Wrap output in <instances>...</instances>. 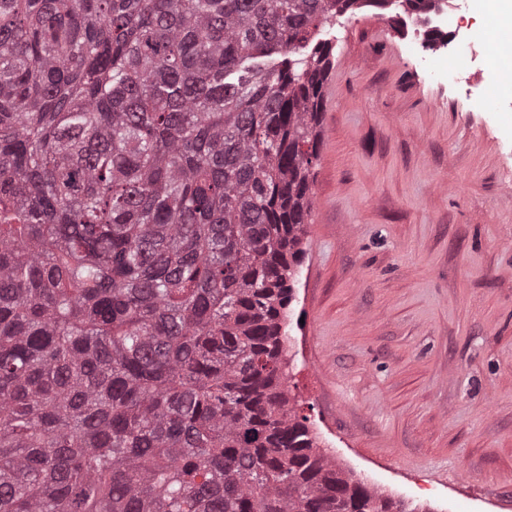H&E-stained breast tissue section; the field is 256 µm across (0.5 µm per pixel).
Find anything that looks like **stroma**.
I'll use <instances>...</instances> for the list:
<instances>
[{"label": "stroma", "instance_id": "stroma-1", "mask_svg": "<svg viewBox=\"0 0 512 512\" xmlns=\"http://www.w3.org/2000/svg\"><path fill=\"white\" fill-rule=\"evenodd\" d=\"M322 36L290 404L383 495L512 512V85L473 107L372 7Z\"/></svg>", "mask_w": 512, "mask_h": 512}]
</instances>
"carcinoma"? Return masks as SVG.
Wrapping results in <instances>:
<instances>
[{
  "label": "carcinoma",
  "mask_w": 512,
  "mask_h": 512,
  "mask_svg": "<svg viewBox=\"0 0 512 512\" xmlns=\"http://www.w3.org/2000/svg\"><path fill=\"white\" fill-rule=\"evenodd\" d=\"M0 0V512H417L282 388L333 18Z\"/></svg>",
  "instance_id": "1"
}]
</instances>
